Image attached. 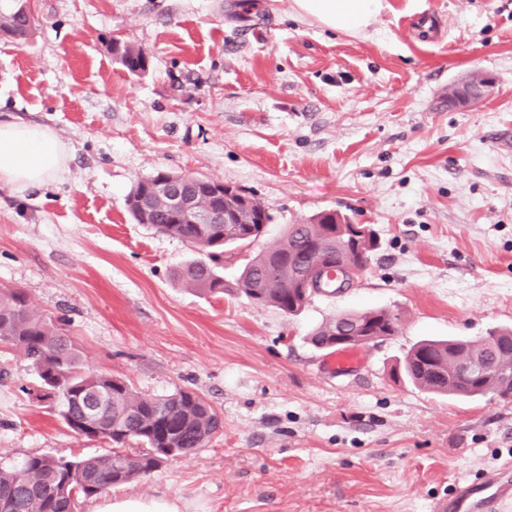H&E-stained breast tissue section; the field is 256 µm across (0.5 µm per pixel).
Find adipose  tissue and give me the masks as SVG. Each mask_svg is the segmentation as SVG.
<instances>
[{
  "instance_id": "1",
  "label": "adipose tissue",
  "mask_w": 512,
  "mask_h": 512,
  "mask_svg": "<svg viewBox=\"0 0 512 512\" xmlns=\"http://www.w3.org/2000/svg\"><path fill=\"white\" fill-rule=\"evenodd\" d=\"M382 0H292L294 15L322 28L366 34L382 10ZM68 148L49 129L0 119V184L16 190L62 178Z\"/></svg>"
}]
</instances>
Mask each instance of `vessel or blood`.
Wrapping results in <instances>:
<instances>
[{
	"label": "vessel or blood",
	"instance_id": "vessel-or-blood-1",
	"mask_svg": "<svg viewBox=\"0 0 512 512\" xmlns=\"http://www.w3.org/2000/svg\"><path fill=\"white\" fill-rule=\"evenodd\" d=\"M362 362L360 350L347 348L331 354L324 368L330 375L339 377ZM434 512H512V463L486 474L482 482L457 484L453 498L436 503Z\"/></svg>",
	"mask_w": 512,
	"mask_h": 512
}]
</instances>
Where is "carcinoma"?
Here are the masks:
<instances>
[{
	"mask_svg": "<svg viewBox=\"0 0 512 512\" xmlns=\"http://www.w3.org/2000/svg\"><path fill=\"white\" fill-rule=\"evenodd\" d=\"M35 19L19 11L15 0L0 3V30L27 37ZM145 49L123 43L117 61L126 69L141 59ZM156 232L189 244L198 256L176 271L183 286L205 295L236 291L258 306L273 307L295 315L308 303L300 297L295 281L319 257L334 269L343 266L359 272L369 263L373 240L358 246L336 237L327 224L311 217L304 224H290L276 245L246 263L234 286L224 283L220 262L224 259V235L249 233L254 241L263 235L259 224H183L164 206L155 211ZM348 323L367 331L372 343L397 331L398 317L383 309L345 313ZM338 325L328 319L312 332L317 348L333 347ZM0 343L19 350L28 360L41 395L51 399L64 423L76 434L88 436L70 420V395L104 391L109 404L99 418V432L113 445L101 456L56 457L31 455L18 464H0V512H75L79 498L88 499L108 489L140 481L171 457L170 449L189 458L224 432V420L204 398L180 389L159 397L136 392L125 380L109 373L86 371L63 329L34 313L27 295L19 289L0 291ZM483 361L486 368L473 378L458 370L462 361ZM402 372L413 385L434 394L474 398L490 393L507 400L512 381V329L494 331L481 340L426 339L404 358ZM134 441L141 448L123 447Z\"/></svg>",
	"mask_w": 512,
	"mask_h": 512,
	"instance_id": "obj_1",
	"label": "carcinoma"
}]
</instances>
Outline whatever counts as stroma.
Instances as JSON below:
<instances>
[{"instance_id":"1","label":"stroma","mask_w":512,"mask_h":512,"mask_svg":"<svg viewBox=\"0 0 512 512\" xmlns=\"http://www.w3.org/2000/svg\"><path fill=\"white\" fill-rule=\"evenodd\" d=\"M26 43L0 39V117L51 129L68 174L0 185V290L22 289L86 367L163 396L191 389L224 432L188 459L84 500L165 495L181 512H432L459 481L512 460V401L397 378L427 338L512 328V0H383L367 35L298 20L291 0H37ZM150 55L136 76L111 40ZM495 77L449 108L451 83ZM159 171L238 187L273 221L224 256L234 282L288 225L334 210L378 248L355 286L296 316L173 282L193 255L137 223L126 197ZM399 317L362 366L324 373L308 336L363 309ZM0 344V463L102 455L31 390Z\"/></svg>"}]
</instances>
